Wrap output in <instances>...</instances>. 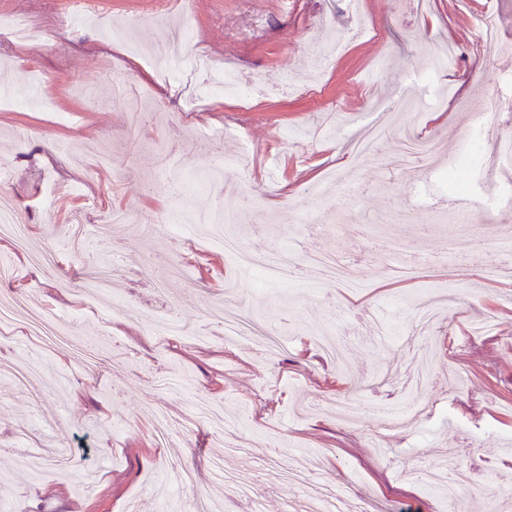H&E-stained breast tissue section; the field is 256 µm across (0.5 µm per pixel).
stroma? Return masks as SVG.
<instances>
[{
	"label": "stroma",
	"instance_id": "35a3bbf8",
	"mask_svg": "<svg viewBox=\"0 0 512 512\" xmlns=\"http://www.w3.org/2000/svg\"><path fill=\"white\" fill-rule=\"evenodd\" d=\"M487 17L512 44V0H180L164 19L158 0H0V19L43 34L35 45L0 36V196L21 208L30 249L52 256L35 266L0 240V265L14 269L0 299L28 309L0 358L70 377L58 386L0 377V492L21 512H145L159 496L179 512L176 462L195 474L186 500L228 512L212 468L220 457L254 479L261 512H305V494L280 480L302 465L379 512H484L479 485L512 473V283L481 272L506 226L460 212L457 187L438 173L472 152L475 112L512 114V61L477 42ZM178 21L208 68H167L146 54ZM447 44L451 65L431 70L430 51ZM382 59L390 66L379 74ZM227 70L240 96H225ZM399 100L424 108L397 120L387 109ZM375 124L388 127L375 155L355 157L353 143ZM412 136L431 139L434 155L389 167ZM244 149L252 167L181 194L203 156ZM222 207L244 251L335 253L371 296L245 273L195 221ZM74 215L87 231L78 252L68 246ZM391 238L429 256L415 277L393 271ZM452 239L470 255L449 251ZM105 260L118 271L98 318L80 310L78 291ZM172 260L184 270L178 290L275 328L283 350L270 358L224 339L195 304L181 312L195 335L156 339L154 282ZM422 303L444 311L439 327L416 329ZM43 318L67 325L71 342L34 350L26 333ZM383 322L395 329L384 342ZM82 340L122 369L79 367L72 344ZM428 362L434 378L419 399L430 419L383 427L379 410ZM167 372L185 376V394L151 387ZM198 396L215 410L182 429ZM159 407L180 429L170 447L152 436ZM425 455L468 469L475 489L450 507L429 482L407 480Z\"/></svg>",
	"mask_w": 512,
	"mask_h": 512
}]
</instances>
